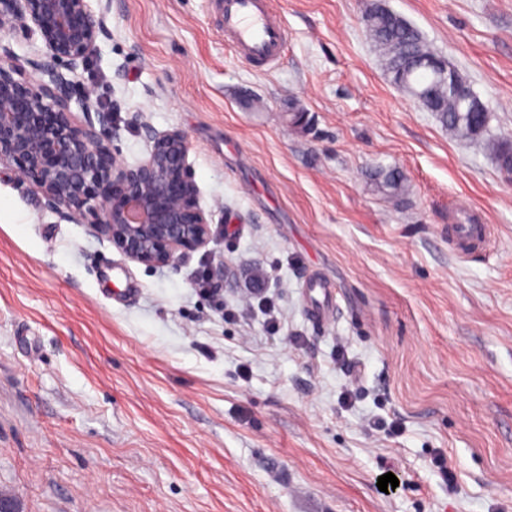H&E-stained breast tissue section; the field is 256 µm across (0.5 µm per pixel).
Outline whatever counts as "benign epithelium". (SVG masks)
I'll return each instance as SVG.
<instances>
[{
	"label": "benign epithelium",
	"instance_id": "obj_1",
	"mask_svg": "<svg viewBox=\"0 0 512 512\" xmlns=\"http://www.w3.org/2000/svg\"><path fill=\"white\" fill-rule=\"evenodd\" d=\"M110 8L111 0H0V31L36 33L46 48L23 61L0 46V160H12L50 209L90 218V232L127 259L176 266L212 237L186 135L143 125L150 149L130 166L112 148L115 115L94 88L79 95L82 117L70 110L69 74L97 54Z\"/></svg>",
	"mask_w": 512,
	"mask_h": 512
}]
</instances>
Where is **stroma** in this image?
Instances as JSON below:
<instances>
[{"instance_id":"35a3bbf8","label":"stroma","mask_w":512,"mask_h":512,"mask_svg":"<svg viewBox=\"0 0 512 512\" xmlns=\"http://www.w3.org/2000/svg\"><path fill=\"white\" fill-rule=\"evenodd\" d=\"M371 2L275 0L269 69L214 0H112L74 76L126 162L142 125L188 136L213 236L179 266L126 259L0 161V498L18 512H512V177L391 84ZM384 3L512 138V0ZM461 209L493 225L486 252L449 250ZM372 181L379 191L389 197L399 198L405 194L406 178L395 167L379 168L374 171Z\"/></svg>"}]
</instances>
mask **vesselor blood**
Returning a JSON list of instances; mask_svg holds the SVG:
<instances>
[{
  "label": "vessel or blood",
  "instance_id": "vessel-or-blood-1",
  "mask_svg": "<svg viewBox=\"0 0 512 512\" xmlns=\"http://www.w3.org/2000/svg\"><path fill=\"white\" fill-rule=\"evenodd\" d=\"M224 38L247 60H277L287 42V30L273 12L271 0H221ZM448 236L462 254L489 245L494 229L463 221L449 225Z\"/></svg>",
  "mask_w": 512,
  "mask_h": 512
}]
</instances>
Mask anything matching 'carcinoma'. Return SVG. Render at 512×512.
<instances>
[{
  "label": "carcinoma",
  "mask_w": 512,
  "mask_h": 512,
  "mask_svg": "<svg viewBox=\"0 0 512 512\" xmlns=\"http://www.w3.org/2000/svg\"><path fill=\"white\" fill-rule=\"evenodd\" d=\"M366 31L379 51L390 82L410 94L417 105L432 112L448 134L475 142L486 132L487 112H465L459 99L448 94V75L428 66L438 54L409 21L374 0L363 17ZM500 168L512 173V140L492 142ZM372 181L383 194L399 198L405 194L406 178L395 167L374 171Z\"/></svg>",
  "instance_id": "obj_1"
}]
</instances>
